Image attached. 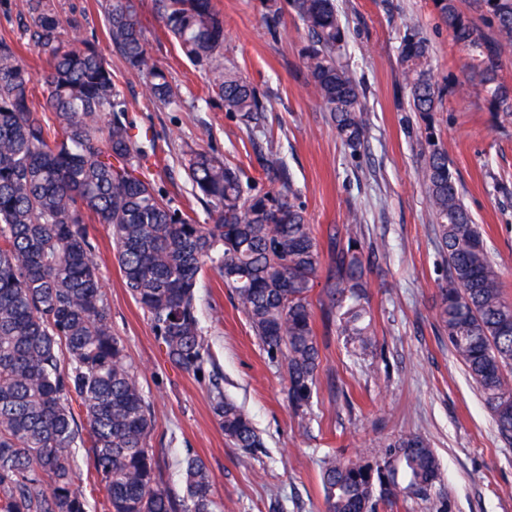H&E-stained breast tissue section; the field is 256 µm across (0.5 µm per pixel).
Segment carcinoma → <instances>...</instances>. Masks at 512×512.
Wrapping results in <instances>:
<instances>
[{
	"label": "carcinoma",
	"instance_id": "cac0c4a2",
	"mask_svg": "<svg viewBox=\"0 0 512 512\" xmlns=\"http://www.w3.org/2000/svg\"><path fill=\"white\" fill-rule=\"evenodd\" d=\"M166 30L204 72L224 111L259 124L258 89L224 62V18L212 0H157ZM451 39L474 52L470 69L490 104L512 114V85L498 78L512 51V0H472L495 31L486 40L457 0H432ZM307 28L303 60L314 94L352 151L363 143L362 94L338 52L346 32L336 0H267L276 32L285 8ZM106 37L128 68L147 80L162 105L178 87L146 50L134 0H104ZM32 40L49 64L46 95L35 99L23 45L0 39V512H87L74 487L72 454L88 447L108 512H213V477L197 456L182 466L183 494L162 483L148 439L154 416L112 329L88 225L107 226L125 286L175 366L208 380L213 414L235 447L253 454L262 442L249 415L224 397L221 378L205 375L208 345L197 289L208 269L232 289L268 362L285 369L288 404L310 406L318 383L320 343L310 294L322 252L288 171L273 150L262 157L264 191L240 169L204 148L184 153L197 199L214 215L202 224L172 205L166 191L136 175L144 154L130 134L127 101L94 39L64 38L53 0H23ZM399 63L409 111L425 126L419 175L448 266L437 319L448 344L512 442V303L505 300L483 234L465 206L434 116L445 89L432 76V47L405 23ZM364 253L354 233L333 239L323 284L326 328L356 357L373 355L374 317ZM373 457L332 454L319 478L326 512H375L378 502L412 496L430 512H449L432 497L440 464L416 433L379 443Z\"/></svg>",
	"mask_w": 512,
	"mask_h": 512
}]
</instances>
